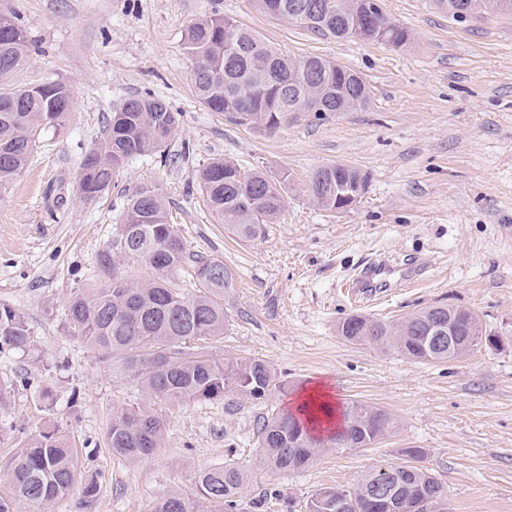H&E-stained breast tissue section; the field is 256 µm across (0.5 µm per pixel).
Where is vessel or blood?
I'll use <instances>...</instances> for the list:
<instances>
[{
  "label": "vessel or blood",
  "mask_w": 512,
  "mask_h": 512,
  "mask_svg": "<svg viewBox=\"0 0 512 512\" xmlns=\"http://www.w3.org/2000/svg\"><path fill=\"white\" fill-rule=\"evenodd\" d=\"M419 266L381 259L366 264L344 284L348 299L355 303L388 297L393 288L418 280Z\"/></svg>",
  "instance_id": "vessel-or-blood-1"
}]
</instances>
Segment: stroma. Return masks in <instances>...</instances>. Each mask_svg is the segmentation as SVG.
Here are the masks:
<instances>
[{
  "mask_svg": "<svg viewBox=\"0 0 512 512\" xmlns=\"http://www.w3.org/2000/svg\"><path fill=\"white\" fill-rule=\"evenodd\" d=\"M383 7L411 30L409 48L320 36L252 0H0V13L14 14L33 44L0 87L58 79L74 95L65 126L43 134L0 201V304L19 310L32 332L26 351L0 352V459L56 427L75 444L81 473L101 477L92 512H153L171 491L195 496L200 473L224 465L249 476L234 512H306L319 488L354 486L402 463V449L422 448L423 466L448 491V512H512V18L460 24L426 0ZM215 12L283 53L361 73L372 106L320 119L297 112L271 134L228 123L197 100L182 45L184 29ZM145 92L181 114L166 157L132 160L101 199L84 201L85 152L113 109ZM215 158L288 174V202L265 237L242 242L213 223L194 174ZM336 162L367 177L344 212L307 196L311 174ZM141 186L162 192L192 253L223 258L235 273L217 356L266 360L287 379L285 392L263 403L230 394L166 405L68 333L67 301L108 283L98 259ZM382 258L425 272L386 300L352 304L345 278ZM437 304L472 311L498 345L430 363L336 334L351 313L396 321ZM320 380L340 403L390 412L395 432L367 448L325 452L302 471L259 466L261 416ZM135 404L162 414L165 439L130 462L113 455L107 431L114 408Z\"/></svg>",
  "mask_w": 512,
  "mask_h": 512,
  "instance_id": "35a3bbf8",
  "label": "stroma"
}]
</instances>
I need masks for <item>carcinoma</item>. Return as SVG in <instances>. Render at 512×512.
I'll return each mask as SVG.
<instances>
[{
  "instance_id": "carcinoma-1",
  "label": "carcinoma",
  "mask_w": 512,
  "mask_h": 512,
  "mask_svg": "<svg viewBox=\"0 0 512 512\" xmlns=\"http://www.w3.org/2000/svg\"><path fill=\"white\" fill-rule=\"evenodd\" d=\"M357 12L344 0H255L271 16L286 15L309 30L336 39L376 42L393 49L408 46L413 34L393 23L374 28L367 19L375 0H362ZM493 6L512 18V0H429L430 7L457 23L473 18L466 6ZM186 53L202 69L194 73V92L211 112L224 114L235 125H251L273 133L301 110L321 117L329 112L365 110L372 92L363 76L318 55L291 57L270 45L254 30L233 18L213 13L189 25L182 34ZM26 30L12 14L0 13V79L7 77L30 53ZM70 86L53 80L33 87L0 89V200L29 165L42 132L63 127L72 110ZM181 113L152 95L124 100L107 120L105 137L82 162L81 196L93 201L112 184L113 176L132 159L166 151ZM195 178L212 217L243 242L265 235L288 199V176L256 169L244 172L235 163L216 158L198 169ZM366 188V177L342 163L323 165L309 179L308 196L317 206L336 209V194ZM150 267L153 275L127 277L119 270L128 262ZM101 269L110 275L102 288L74 293L66 306L69 332L111 360L112 370L139 383L165 403L221 401L229 393L261 402L283 391L288 381L261 358L224 359L208 351L224 335L229 315L224 292L234 274L218 257L192 258L183 237L169 222L164 196L141 186L127 198L112 250L101 255ZM186 274L197 288L188 295L180 287ZM438 314L454 316L458 338L469 351L483 340L468 336L477 316L462 307L432 305L390 322L352 313L336 326L337 335L355 345H373L425 362L466 357L448 339L430 341ZM31 329L17 309L0 304V347L25 350ZM339 430L325 439L313 435L317 421L309 405L299 413H272L258 432L259 463L276 471H294L315 460L327 445L366 448L394 432L395 421L384 409L354 402L344 407ZM112 454L140 461L161 447L162 416L143 406L112 412L107 433ZM6 488L0 490V512H20L23 504L44 509L69 495L81 483L80 508L88 512L97 496L99 477L83 476L76 450L59 429L30 437L4 468ZM243 470L226 465L203 471L198 495L172 491L153 512H224L235 508L248 488ZM393 496L394 512L402 502L425 498L438 501L434 512H448V492L435 474L414 464L374 469L354 487H323L308 501V512H385L381 494Z\"/></svg>"
}]
</instances>
